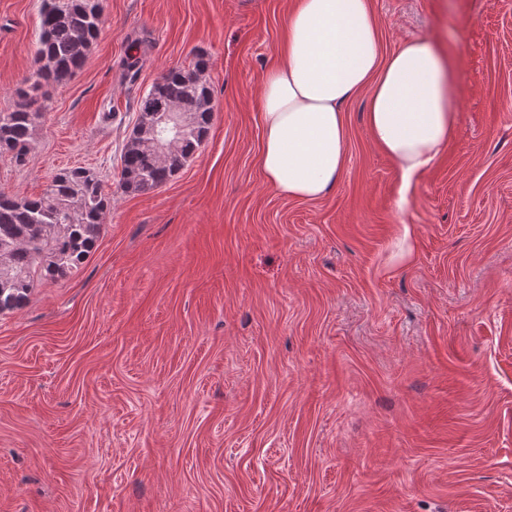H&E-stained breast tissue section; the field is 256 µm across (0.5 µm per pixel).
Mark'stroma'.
Here are the masks:
<instances>
[{
    "label": "stroma",
    "mask_w": 512,
    "mask_h": 512,
    "mask_svg": "<svg viewBox=\"0 0 512 512\" xmlns=\"http://www.w3.org/2000/svg\"><path fill=\"white\" fill-rule=\"evenodd\" d=\"M292 2L103 0L25 162L0 154L6 193L83 166L112 196L80 269L0 314V512H512V0H370L385 52H454L455 132L403 182L354 96L317 201L259 166ZM39 8L0 0L1 112ZM199 53L205 142L123 192L139 95Z\"/></svg>",
    "instance_id": "1"
}]
</instances>
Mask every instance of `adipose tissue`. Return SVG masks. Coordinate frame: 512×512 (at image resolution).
<instances>
[{
    "instance_id": "1",
    "label": "adipose tissue",
    "mask_w": 512,
    "mask_h": 512,
    "mask_svg": "<svg viewBox=\"0 0 512 512\" xmlns=\"http://www.w3.org/2000/svg\"><path fill=\"white\" fill-rule=\"evenodd\" d=\"M260 89V168L278 194L320 200L347 162L345 103L362 95L368 130L403 181L454 131L462 90L452 55L415 39L383 55L369 0H296Z\"/></svg>"
}]
</instances>
